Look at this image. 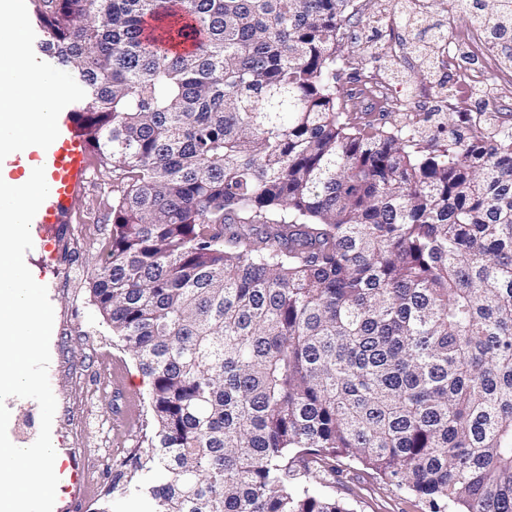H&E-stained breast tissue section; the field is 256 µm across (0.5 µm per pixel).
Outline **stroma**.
<instances>
[{
  "instance_id": "1",
  "label": "stroma",
  "mask_w": 512,
  "mask_h": 512,
  "mask_svg": "<svg viewBox=\"0 0 512 512\" xmlns=\"http://www.w3.org/2000/svg\"><path fill=\"white\" fill-rule=\"evenodd\" d=\"M357 7L339 42L336 85L350 89L374 75L391 104L383 123L412 128L426 148L447 125L463 136L470 118L512 120V58L485 66L461 40L473 26L456 15L453 0H357ZM440 30L448 33L454 61L429 72L405 44L433 42ZM476 73L483 88L466 93L461 81ZM461 93L463 109L448 118L450 101ZM72 221L94 225L95 237L75 243L64 234L54 241L37 238L25 255L54 308L48 374L57 401L51 439L59 487L53 512H96L103 505L109 512H142L127 486L131 456L150 430L149 382L96 313L86 289L104 256L103 227L112 221L111 166L94 163ZM297 468L300 481L347 502L353 512H430L424 499L341 457H307Z\"/></svg>"
}]
</instances>
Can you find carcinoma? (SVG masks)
<instances>
[{
    "label": "carcinoma",
    "instance_id": "carcinoma-1",
    "mask_svg": "<svg viewBox=\"0 0 512 512\" xmlns=\"http://www.w3.org/2000/svg\"><path fill=\"white\" fill-rule=\"evenodd\" d=\"M33 6L112 165L88 292L151 384L148 512H353L294 482L308 455L512 512V127L425 153L340 108L355 0Z\"/></svg>",
    "mask_w": 512,
    "mask_h": 512
}]
</instances>
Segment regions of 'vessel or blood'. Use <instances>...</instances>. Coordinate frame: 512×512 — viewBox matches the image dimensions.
<instances>
[{"label": "vessel or blood", "instance_id": "b4317fda", "mask_svg": "<svg viewBox=\"0 0 512 512\" xmlns=\"http://www.w3.org/2000/svg\"><path fill=\"white\" fill-rule=\"evenodd\" d=\"M36 154L45 169L49 195L33 222L45 236L57 225L69 222L72 204L89 180L92 159L83 140L67 125L60 127L58 137L48 148L37 149Z\"/></svg>", "mask_w": 512, "mask_h": 512}]
</instances>
